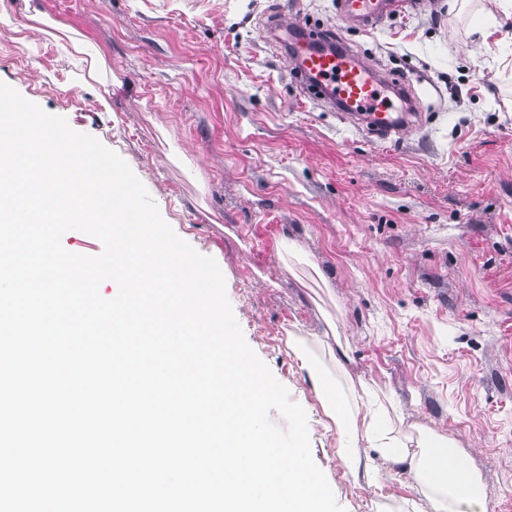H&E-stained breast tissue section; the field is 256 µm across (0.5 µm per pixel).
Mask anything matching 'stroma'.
<instances>
[{
  "mask_svg": "<svg viewBox=\"0 0 512 512\" xmlns=\"http://www.w3.org/2000/svg\"><path fill=\"white\" fill-rule=\"evenodd\" d=\"M335 0H0V81L118 154L164 221L217 262L247 344L305 410L344 512H415L406 476L356 485L289 335L335 324L342 362L469 454L512 512V0H450L341 37L408 83L418 131L378 144L313 105L272 15ZM58 28L38 31L36 17ZM82 39L101 78L72 54Z\"/></svg>",
  "mask_w": 512,
  "mask_h": 512,
  "instance_id": "obj_1",
  "label": "stroma"
}]
</instances>
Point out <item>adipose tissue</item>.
I'll list each match as a JSON object with an SVG mask.
<instances>
[{"instance_id":"ef3b65f1","label":"adipose tissue","mask_w":512,"mask_h":512,"mask_svg":"<svg viewBox=\"0 0 512 512\" xmlns=\"http://www.w3.org/2000/svg\"><path fill=\"white\" fill-rule=\"evenodd\" d=\"M288 347L312 378L315 395L326 416L342 439H362L379 449L383 468L363 461L359 451L340 449L339 454L353 481H377L380 472L405 474L415 483L423 497L420 512H465L473 502L480 475L470 465L463 450L442 455L445 437L431 434L420 423L412 422L395 430L385 424L386 407H373L372 388L365 380L350 375L337 378L316 367L296 337H289Z\"/></svg>"}]
</instances>
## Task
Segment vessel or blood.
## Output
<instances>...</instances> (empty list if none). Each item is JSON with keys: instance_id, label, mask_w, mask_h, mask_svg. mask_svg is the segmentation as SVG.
<instances>
[{"instance_id": "vessel-or-blood-1", "label": "vessel or blood", "mask_w": 512, "mask_h": 512, "mask_svg": "<svg viewBox=\"0 0 512 512\" xmlns=\"http://www.w3.org/2000/svg\"><path fill=\"white\" fill-rule=\"evenodd\" d=\"M416 7L415 0H337V19L368 32ZM282 27L288 33L292 70L308 96L333 103L345 118L365 115L368 132L379 140L416 130L412 113L400 109L411 94L409 87H393L371 61L346 45L331 46L320 28L295 19L283 21Z\"/></svg>"}]
</instances>
